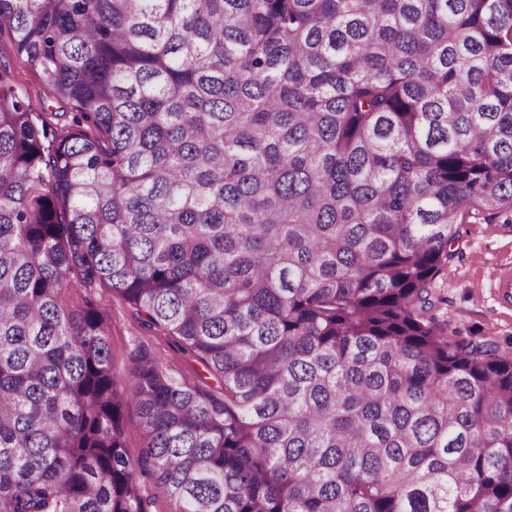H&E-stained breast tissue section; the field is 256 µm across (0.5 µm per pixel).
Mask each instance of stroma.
<instances>
[{
  "label": "stroma",
  "instance_id": "obj_1",
  "mask_svg": "<svg viewBox=\"0 0 512 512\" xmlns=\"http://www.w3.org/2000/svg\"><path fill=\"white\" fill-rule=\"evenodd\" d=\"M0 70L9 73L34 105L56 111L57 102L44 97L42 79L14 55L5 37L0 38ZM458 230L459 237L451 247L452 260L431 284L437 301L433 314L449 339L489 338L497 342L503 356L510 357L512 303L500 298L495 282L502 268L512 267V211L464 212ZM92 294L111 310L112 367L117 376H124L142 331L129 306L107 288H95Z\"/></svg>",
  "mask_w": 512,
  "mask_h": 512
}]
</instances>
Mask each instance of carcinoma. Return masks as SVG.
<instances>
[{"instance_id": "cac0c4a2", "label": "carcinoma", "mask_w": 512, "mask_h": 512, "mask_svg": "<svg viewBox=\"0 0 512 512\" xmlns=\"http://www.w3.org/2000/svg\"><path fill=\"white\" fill-rule=\"evenodd\" d=\"M0 512H512V358L429 315L512 208V0H0ZM98 283L148 344L112 370ZM133 402L144 448L126 450ZM9 73L14 85L28 97L36 106L37 112H74L69 106L57 109L61 104L46 100L43 104L44 85L42 79L33 74L23 63L22 59L14 55L6 35L0 38V69ZM43 109L45 111H43ZM90 293L110 308L112 314V336L110 347L114 373L124 377L132 350L139 341H150L163 359L176 366L182 377L195 381L197 374L204 369L198 362L185 358L174 346L173 339L161 331L143 338L138 322L129 306L104 287L92 289Z\"/></svg>"}]
</instances>
